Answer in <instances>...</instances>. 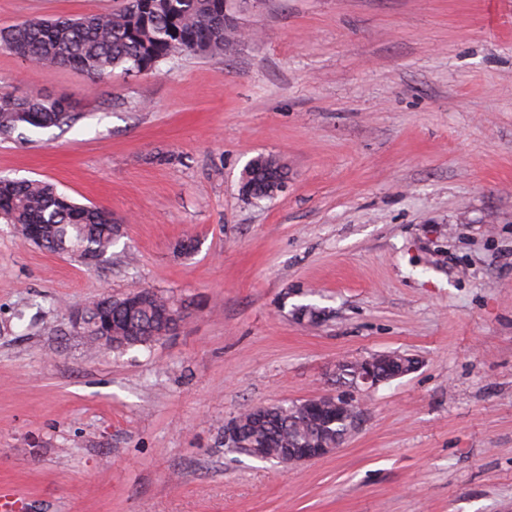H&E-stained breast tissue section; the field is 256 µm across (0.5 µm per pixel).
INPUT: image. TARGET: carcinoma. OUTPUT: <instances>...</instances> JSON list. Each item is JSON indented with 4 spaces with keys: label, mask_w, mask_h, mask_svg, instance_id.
<instances>
[{
    "label": "carcinoma",
    "mask_w": 512,
    "mask_h": 512,
    "mask_svg": "<svg viewBox=\"0 0 512 512\" xmlns=\"http://www.w3.org/2000/svg\"><path fill=\"white\" fill-rule=\"evenodd\" d=\"M225 0H125L111 12L80 18H30L0 29V47L30 65L69 66L104 81L119 69L124 74L153 71L176 56L222 57L233 51L243 33L224 29ZM78 118L73 102L43 94L0 95V139L20 128L68 126ZM276 157L259 154L245 167L241 182L246 197L267 200L266 189L286 175ZM0 219L27 241V226L46 225L40 246L65 251L83 264L103 258L123 234L112 212L81 205L60 194L46 181L0 177ZM106 305L93 302L84 335L88 339L105 329L112 332V350L148 346L174 335L183 319L181 307L153 289L120 296L106 294ZM228 425L239 437L240 448H256L271 459L287 448L334 442L349 427L348 416L326 405L317 421L300 404L266 405L240 412Z\"/></svg>",
    "instance_id": "1"
}]
</instances>
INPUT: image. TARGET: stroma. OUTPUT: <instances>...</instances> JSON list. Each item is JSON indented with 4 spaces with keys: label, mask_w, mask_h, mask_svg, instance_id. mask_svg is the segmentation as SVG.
<instances>
[{
    "label": "stroma",
    "mask_w": 512,
    "mask_h": 512,
    "mask_svg": "<svg viewBox=\"0 0 512 512\" xmlns=\"http://www.w3.org/2000/svg\"><path fill=\"white\" fill-rule=\"evenodd\" d=\"M123 0H0V28ZM223 57L99 81L0 48L73 127L0 141L124 234L89 267L0 222V495L29 512H512V0H265ZM277 157L276 198L246 164ZM192 252L180 250L186 238ZM150 288L176 336L91 351L68 308ZM403 353L333 456L224 446L244 407ZM287 174L286 168L273 155H257L242 173L241 183L249 187V192L245 196L257 201L273 198L267 194L266 189Z\"/></svg>",
    "instance_id": "stroma-1"
}]
</instances>
